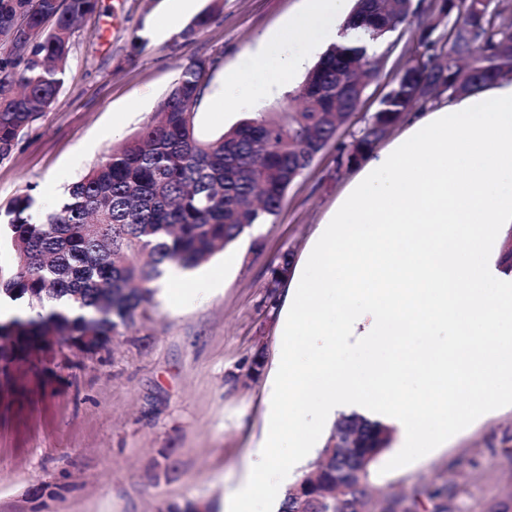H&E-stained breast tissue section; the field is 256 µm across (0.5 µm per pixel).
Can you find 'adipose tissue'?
Listing matches in <instances>:
<instances>
[{"label":"adipose tissue","instance_id":"1","mask_svg":"<svg viewBox=\"0 0 512 512\" xmlns=\"http://www.w3.org/2000/svg\"><path fill=\"white\" fill-rule=\"evenodd\" d=\"M296 18L245 53L250 85L280 90L309 57L292 44L338 39L351 0H300ZM512 226V81L493 82L410 113L404 132L371 152L319 224L310 259L288 290L282 329L307 339L304 362L283 353V373L268 386L273 426L233 495L230 512L270 508L286 467L276 450L312 455L336 414L357 412L398 426L411 448L428 425L467 424L501 391L500 357L512 353V277L489 259L500 227ZM454 337L433 341L436 328ZM368 352L352 365L350 343ZM392 351L389 359L380 350ZM423 380L431 403L405 405V383ZM463 391L465 400L448 394Z\"/></svg>","mask_w":512,"mask_h":512}]
</instances>
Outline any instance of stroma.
Returning <instances> with one entry per match:
<instances>
[{
  "label": "stroma",
  "mask_w": 512,
  "mask_h": 512,
  "mask_svg": "<svg viewBox=\"0 0 512 512\" xmlns=\"http://www.w3.org/2000/svg\"><path fill=\"white\" fill-rule=\"evenodd\" d=\"M299 0H224L223 11L188 45L156 36L164 0H99L74 31L64 83L51 112L0 163V214L33 192L50 206L64 190L152 120L190 57L212 61L194 118L201 138L288 102L251 98L224 110V77L242 55L294 15ZM416 26L394 34L349 120L350 141L388 83L411 59ZM356 173L326 146L289 187L279 214L255 225L209 262L189 271L203 287L191 299L155 294L137 328L94 358L67 354L13 364L0 381V512H163L192 501L222 512L267 421L268 383L287 337L280 314L287 288L269 295L280 254L302 260L319 224ZM257 375H249L253 357ZM402 437L381 457L376 483L410 489L445 474L466 484L463 512H485L512 492V403L451 433L440 448L402 454Z\"/></svg>",
  "instance_id": "35a3bbf8"
}]
</instances>
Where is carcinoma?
Masks as SVG:
<instances>
[{
    "label": "carcinoma",
    "mask_w": 512,
    "mask_h": 512,
    "mask_svg": "<svg viewBox=\"0 0 512 512\" xmlns=\"http://www.w3.org/2000/svg\"><path fill=\"white\" fill-rule=\"evenodd\" d=\"M97 0H0V162L26 129L48 112L64 83L75 24ZM222 0L180 34L194 42ZM419 22L414 57L379 100L359 135L338 147L353 166L383 133L417 106L442 95L481 90L512 74V4L508 0H356L331 45L288 94V105L240 121L211 140L198 137L195 109L208 59L195 56L150 123L104 156L67 190L60 204L35 210L16 197L5 213L12 264L0 265V301L20 304L0 320L3 363L52 353L44 337L97 347L137 326L170 266L194 269L234 244L252 225L278 215L288 187L336 140L378 77L367 67L382 44ZM54 21L50 32L45 25ZM65 300L69 308L49 305ZM394 440L388 425L342 414L316 456L283 492L280 512H460L464 485L421 480L406 493L375 485V465Z\"/></svg>",
    "instance_id": "cac0c4a2"
}]
</instances>
